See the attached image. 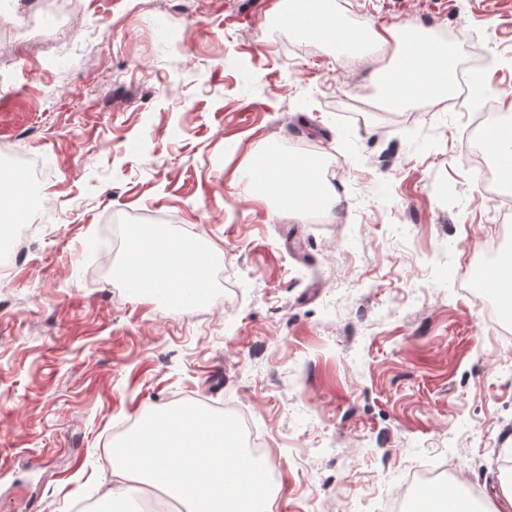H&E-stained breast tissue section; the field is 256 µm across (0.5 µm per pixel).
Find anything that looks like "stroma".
Returning <instances> with one entry per match:
<instances>
[{
    "instance_id": "35a3bbf8",
    "label": "stroma",
    "mask_w": 512,
    "mask_h": 512,
    "mask_svg": "<svg viewBox=\"0 0 512 512\" xmlns=\"http://www.w3.org/2000/svg\"><path fill=\"white\" fill-rule=\"evenodd\" d=\"M353 24L418 25L485 90L455 106L363 107L389 55L283 29L282 0H8L0 146L34 232L0 281V512L103 495L127 425L178 402L244 408L277 478L273 512H387L407 471L454 462L482 499L512 453V341L468 285L494 202L463 132L512 110V0H330ZM276 141L336 162L329 222L239 180ZM211 247L208 303L133 296L130 220Z\"/></svg>"
}]
</instances>
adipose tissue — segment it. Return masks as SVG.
<instances>
[{
	"mask_svg": "<svg viewBox=\"0 0 512 512\" xmlns=\"http://www.w3.org/2000/svg\"><path fill=\"white\" fill-rule=\"evenodd\" d=\"M283 27L345 48L361 38L394 43L393 65L378 73L379 93L388 111H402L423 101L447 98L452 62L445 43L413 36L408 24L374 28L353 26L324 7L322 0H288L280 12ZM247 184L274 193L295 217L309 212L331 213L336 196L320 169L283 155L275 143L251 160L242 174ZM117 276L136 295L165 296L180 307L196 308L210 285V263L193 243L163 236L157 225L130 229ZM153 428L136 429L112 454V480L106 498L111 512H126L140 484L163 490L187 502L190 512H270L261 472L245 449L231 445L235 432L223 420L192 407L162 409Z\"/></svg>",
	"mask_w": 512,
	"mask_h": 512,
	"instance_id": "1",
	"label": "adipose tissue"
}]
</instances>
